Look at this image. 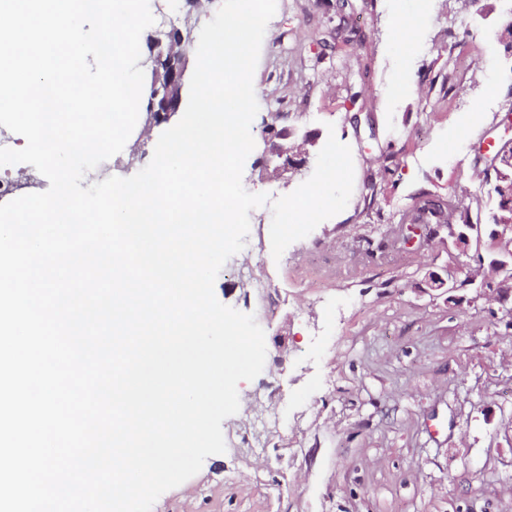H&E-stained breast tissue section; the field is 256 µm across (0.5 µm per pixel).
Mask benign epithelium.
Wrapping results in <instances>:
<instances>
[{"instance_id": "7a95c632", "label": "benign epithelium", "mask_w": 512, "mask_h": 512, "mask_svg": "<svg viewBox=\"0 0 512 512\" xmlns=\"http://www.w3.org/2000/svg\"><path fill=\"white\" fill-rule=\"evenodd\" d=\"M185 14L179 24L174 22L164 27L158 36L152 38L148 56L141 62L148 84L154 91L143 108L144 123L138 139L131 147L130 157L137 160L143 156L142 146L152 129L169 120L179 112L182 91L187 81V49L193 41V35L200 21L202 0H183ZM293 132L286 128H277L273 123L265 124V143L269 153L276 157V164L265 163L262 174L269 173L282 177L301 165L298 159L301 151L295 145L288 144ZM481 225L465 224L463 229H451L448 242L457 254L465 256L474 242L480 240ZM458 269L449 266L446 275L437 272L428 274V286L433 290L448 289L452 293L457 289ZM483 295L501 303L512 299V260L495 258L489 262V272L480 281Z\"/></svg>"}]
</instances>
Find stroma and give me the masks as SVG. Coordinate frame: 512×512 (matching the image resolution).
<instances>
[{
  "mask_svg": "<svg viewBox=\"0 0 512 512\" xmlns=\"http://www.w3.org/2000/svg\"><path fill=\"white\" fill-rule=\"evenodd\" d=\"M277 0L253 86L255 147L242 183L294 191L316 155L285 178L264 176V120L351 149L346 208L271 253L272 209L249 213L245 248L217 275L216 298L253 314L265 332L261 374L243 394L275 401L279 424L262 451L240 444L244 412L222 423L225 453L164 492L152 512H512V316L474 290L457 302L425 277L451 261L415 230L395 243L403 210L423 190L458 201L489 194L473 178L480 143L499 139L512 108V59L496 30L505 0ZM407 16L415 37L395 39ZM475 48L463 91L441 81L453 45ZM393 153L383 195L365 204L371 157ZM316 259L323 288L307 287ZM287 331L286 347L274 337Z\"/></svg>",
  "mask_w": 512,
  "mask_h": 512,
  "instance_id": "1",
  "label": "stroma"
}]
</instances>
